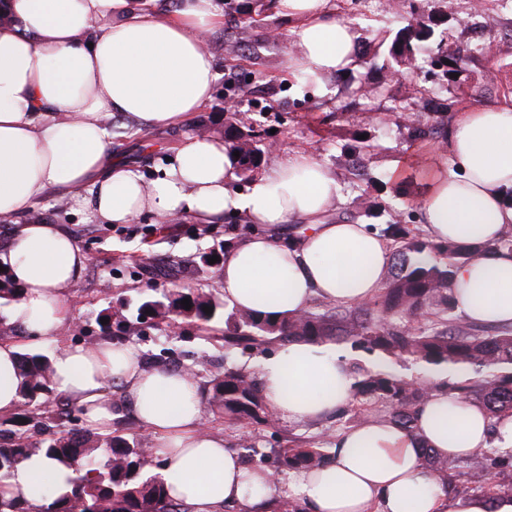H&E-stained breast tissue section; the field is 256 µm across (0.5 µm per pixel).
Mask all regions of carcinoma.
<instances>
[{"mask_svg":"<svg viewBox=\"0 0 512 512\" xmlns=\"http://www.w3.org/2000/svg\"><path fill=\"white\" fill-rule=\"evenodd\" d=\"M274 0H254L228 7L254 20ZM445 23L442 15L429 12L405 19L391 41L389 56L396 66L419 60L425 42ZM448 55L441 48L427 56L428 65L441 77L452 73ZM448 108L421 99L420 111L408 117L405 128L413 140L426 141L432 121ZM224 142L236 158L238 175L252 177L261 165L268 146L257 137L253 119L244 112L224 108ZM381 235L396 247L397 260L389 275L368 303L336 306L323 312L308 311L288 319L274 320L239 309L224 317V338H212L213 347L244 351L297 338L320 343L347 344L354 351L375 357L372 366L349 362L354 379L352 398L336 417L359 422L370 417V406L380 402L387 418L413 428L415 408L427 397L426 386L398 373L393 365L412 363L429 374L450 369L454 376L445 382L448 393L481 405L491 419L493 438L502 439L500 427L512 418V327L491 329L470 322L461 323L454 314L449 294L453 268L477 257L469 248L438 243L416 235L407 224H382ZM21 289L7 271H0V302L19 300ZM190 301L191 308L181 304ZM213 308L207 313L204 307ZM222 304L188 286L170 288L161 298H145L137 307L138 317L149 316L171 326L194 323L206 328L221 315ZM25 385L18 412L0 419V489L15 468L30 454L46 457L72 467L70 490L57 497H45L34 504L31 494L18 491L0 494V512H186L167 495L159 475L149 471L145 452L148 439L130 444L112 437L99 444V435L69 427L75 408L51 385L48 355L35 350L21 352ZM208 403L212 411L245 427L269 425L273 413L258 387L256 371L242 365L229 366L212 375ZM49 434L36 444L29 431ZM105 460H100V450ZM273 466L279 471L319 468L330 461V453L316 445L279 448L273 451ZM448 492L468 498L473 488L466 480L448 474V460L427 455ZM465 468L487 480L486 498L512 496V449L479 448L464 460Z\"/></svg>","mask_w":512,"mask_h":512,"instance_id":"cac0c4a2","label":"carcinoma"}]
</instances>
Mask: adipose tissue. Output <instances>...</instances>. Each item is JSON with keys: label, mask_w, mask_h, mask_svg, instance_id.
Instances as JSON below:
<instances>
[{"label": "adipose tissue", "mask_w": 512, "mask_h": 512, "mask_svg": "<svg viewBox=\"0 0 512 512\" xmlns=\"http://www.w3.org/2000/svg\"><path fill=\"white\" fill-rule=\"evenodd\" d=\"M329 0H276L294 22L288 71L324 85L362 67L356 27ZM11 23L0 26V218L14 220L0 262L23 294L14 319L54 344L51 382L84 407L86 428L108 430L122 382L125 404L155 439L160 477L188 512H273L281 479L247 466L223 437L201 423L202 389L187 374L145 368L137 352L104 344L57 345L69 322L64 291L77 284L87 256L64 225L23 215L43 196L92 211L103 224H127L145 213L216 224L240 216L249 233L224 256V298L263 317L302 314L314 299L354 306L382 288L392 263L378 230L325 222L340 197L332 171L311 152L281 155L255 176L249 192L233 190L231 154L218 136L181 143L164 176L144 181L112 158L107 122L119 114L145 128L187 119L211 100L216 68L206 48L221 21L216 0H0ZM421 171L427 183L416 205L428 239L484 247L454 271L452 296L462 318L512 324V251L489 245L512 228V107L469 104L454 112L442 146L418 167L394 162L388 181L404 186ZM304 221L298 242L280 238ZM20 348L0 340V415L15 411L25 379ZM347 352L333 343L297 340L261 365L265 402L278 420L329 418L347 403L353 380ZM488 419L472 403L449 408L434 390L418 405L415 427L365 420L337 434L330 464L300 471L292 487L306 512H512V497L494 505L448 496L426 452L465 456L485 447ZM73 472L35 453L13 472L10 490L42 486L61 492Z\"/></svg>", "instance_id": "1"}]
</instances>
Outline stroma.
Returning a JSON list of instances; mask_svg holds the SVG:
<instances>
[{
    "instance_id": "stroma-1",
    "label": "stroma",
    "mask_w": 512,
    "mask_h": 512,
    "mask_svg": "<svg viewBox=\"0 0 512 512\" xmlns=\"http://www.w3.org/2000/svg\"><path fill=\"white\" fill-rule=\"evenodd\" d=\"M329 4L356 25L367 57L375 62L369 77L389 86L392 98L406 103L419 89L426 96L448 100L456 109L474 103L512 104V0H484L477 15L472 12L474 0H400L395 10L387 9L385 0H329ZM434 6L448 18L446 29L437 32L435 39L445 53L458 59L457 76L447 84L425 68L396 73L382 44L397 30L400 16ZM292 28L288 17L275 9L249 26L222 23L208 38L217 70L212 100L181 124L151 132L137 128L128 117H113L109 131L114 159L137 167L144 180L160 177L169 166L174 146L197 135L199 127L223 135L224 105L234 99L240 111L270 132L273 147L264 156L263 168L272 167L281 153L310 151L336 176L342 195L338 212L363 224L372 212L383 224L398 221L420 227L414 199L422 191L421 184L400 189L388 183L386 174L395 160L421 154L424 144L408 140L398 121L380 124L391 99L359 98L355 76L330 78L322 92L297 84L288 72ZM229 40L239 42L237 56L227 55ZM474 42L478 51L466 53V46ZM340 103L348 105V112L337 113ZM362 134L374 144L368 183L352 176L345 154L346 147ZM32 211L48 222L65 225L88 257L82 279L65 291L70 322L58 336V344L100 343L99 313L119 308L134 326L126 334L114 332L112 342L134 347L141 358L151 357L171 367L191 364L195 357L210 352L197 327L187 325L174 334L164 323L137 318L136 307L149 291L166 289V282L155 273L160 264L177 270L197 291L222 297L219 269L203 266L199 255L223 244L229 236L224 225L193 224L183 218L166 224L150 213L129 224L107 225L89 210L61 205L52 194L34 204ZM336 432V422L329 418L303 424L280 422L259 428L253 438L258 454L263 455L288 440L320 444Z\"/></svg>"
}]
</instances>
